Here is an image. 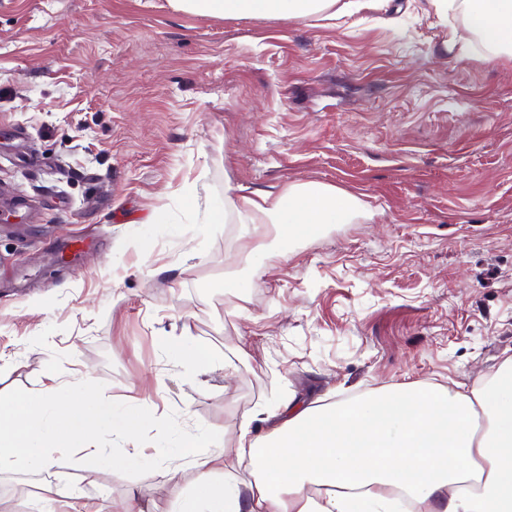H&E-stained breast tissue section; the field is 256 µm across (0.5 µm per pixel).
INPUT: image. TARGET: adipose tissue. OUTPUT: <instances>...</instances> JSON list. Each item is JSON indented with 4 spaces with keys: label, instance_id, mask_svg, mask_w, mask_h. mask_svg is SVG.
I'll use <instances>...</instances> for the list:
<instances>
[{
    "label": "adipose tissue",
    "instance_id": "ef3b65f1",
    "mask_svg": "<svg viewBox=\"0 0 512 512\" xmlns=\"http://www.w3.org/2000/svg\"><path fill=\"white\" fill-rule=\"evenodd\" d=\"M183 10L230 18L299 22L339 20L372 0H176ZM436 11L460 6L468 29L491 57L512 56V0H429ZM240 223L268 224L281 245L347 224L359 200L333 186L292 184L280 193L225 197ZM236 447L250 456L243 478L212 454L195 462L202 494L173 512H399L408 495L415 512H512V356L477 386L431 382L392 385L360 399L307 407L267 436L250 424ZM223 481L214 484L215 471Z\"/></svg>",
    "mask_w": 512,
    "mask_h": 512
}]
</instances>
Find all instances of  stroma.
Segmentation results:
<instances>
[{"label": "stroma", "instance_id": "1", "mask_svg": "<svg viewBox=\"0 0 512 512\" xmlns=\"http://www.w3.org/2000/svg\"><path fill=\"white\" fill-rule=\"evenodd\" d=\"M460 9L385 0L343 25L224 19L172 0H0V394L104 383L233 440L512 355V59ZM460 40H452V33ZM336 186L363 205L253 268L224 188ZM248 282L239 293L238 282ZM208 354L212 365L188 352ZM189 460L141 477L53 456L0 472V512H170Z\"/></svg>", "mask_w": 512, "mask_h": 512}]
</instances>
